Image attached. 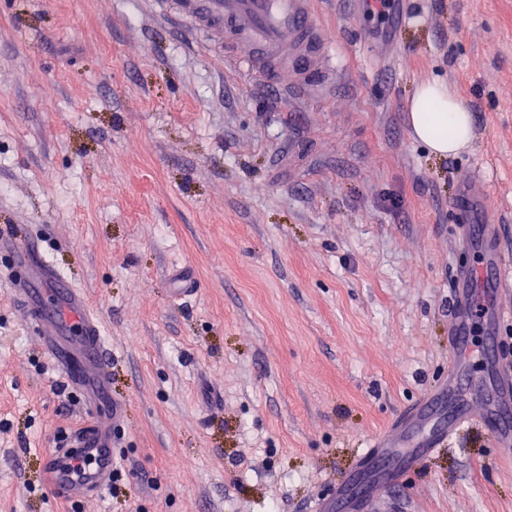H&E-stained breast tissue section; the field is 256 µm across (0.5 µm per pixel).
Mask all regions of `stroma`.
Masks as SVG:
<instances>
[{"instance_id":"35a3bbf8","label":"stroma","mask_w":512,"mask_h":512,"mask_svg":"<svg viewBox=\"0 0 512 512\" xmlns=\"http://www.w3.org/2000/svg\"><path fill=\"white\" fill-rule=\"evenodd\" d=\"M312 0L338 59L321 93L231 69L171 0H0V232L82 288L123 401L118 497L47 490L85 417L12 302L0 254V512H312L372 438L448 379L459 250L490 210L512 259V0ZM397 49L387 71L366 56ZM448 83L475 139L410 135ZM481 172L485 197L458 189ZM195 284L179 299L170 279ZM383 512H512L485 432L420 460ZM408 123L413 138L436 156H455L474 139L472 113L448 84L421 83L409 101Z\"/></svg>"}]
</instances>
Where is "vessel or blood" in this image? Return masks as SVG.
<instances>
[{
    "instance_id": "1",
    "label": "vessel or blood",
    "mask_w": 512,
    "mask_h": 512,
    "mask_svg": "<svg viewBox=\"0 0 512 512\" xmlns=\"http://www.w3.org/2000/svg\"><path fill=\"white\" fill-rule=\"evenodd\" d=\"M175 10L200 27L223 31L224 58L240 72L272 80L287 74L317 87L334 72L312 0H177ZM457 242L475 251L477 261L457 269L448 365L454 369L471 358V320L476 308H483L485 334L492 347L484 357L489 376L469 386L480 406L462 407L446 418L444 388L427 392L401 411L364 452L367 464L383 456L391 459L371 492L359 497L351 478H343L334 497L316 501L314 512H334L340 500L352 512H376L388 489L403 484L420 458L448 447L466 430L481 429L501 447L512 446V425L504 420L512 412V357H502L496 349L501 324L512 319V265L501 253L495 225L482 226L476 235L461 228ZM0 251L10 254L23 272L11 280V295L20 303L31 335L56 365L63 383L87 393V420L70 431L68 448L54 449L45 458L47 486L62 499L96 496L112 472V431L124 413L123 404L115 403L108 420L98 415V394L105 390L112 368V350L102 324L84 291L69 285L49 264L39 241L2 235Z\"/></svg>"
}]
</instances>
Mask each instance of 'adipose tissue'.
Segmentation results:
<instances>
[{"instance_id":"obj_1","label":"adipose tissue","mask_w":512,"mask_h":512,"mask_svg":"<svg viewBox=\"0 0 512 512\" xmlns=\"http://www.w3.org/2000/svg\"><path fill=\"white\" fill-rule=\"evenodd\" d=\"M408 123L413 138L436 156H455L474 139L473 117L448 84H419L409 101Z\"/></svg>"}]
</instances>
